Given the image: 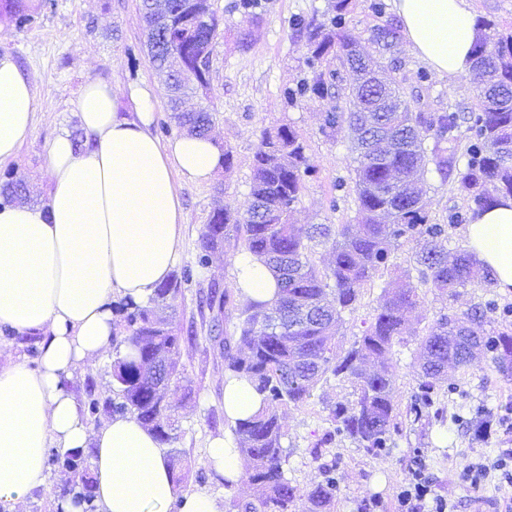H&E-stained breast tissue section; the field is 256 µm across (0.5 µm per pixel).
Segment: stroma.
Masks as SVG:
<instances>
[{"label": "stroma", "instance_id": "1", "mask_svg": "<svg viewBox=\"0 0 512 512\" xmlns=\"http://www.w3.org/2000/svg\"><path fill=\"white\" fill-rule=\"evenodd\" d=\"M233 3L211 0L220 27L212 46L210 81L186 102L190 108L209 107L214 117L212 133L231 150L233 160L231 167L219 170L209 184L186 182L181 186L184 228L179 264L183 267L194 264L203 227L214 209L224 207L246 214L260 136L263 130L281 124L292 126L301 135L316 170L304 183L293 223L351 224L356 216L355 191L340 199L335 190L338 180L353 182L356 154L345 132L332 134L324 127L326 113L345 110L348 81H341L324 100L302 99L287 106L282 98L283 88L306 70V50L294 36L291 20L297 15L327 14L331 0H265V10L256 19L235 11ZM386 3L385 14L378 15L370 10L369 0H349L347 23L358 35L364 54L381 63L385 77L399 88L413 111L475 110L472 75L448 78L433 74L428 82H420L418 74L427 65L401 32L395 0ZM29 7L34 20L24 28L0 19V54L13 56L30 79L37 101L34 130L17 156L0 164V175L14 173L23 183L21 201L42 204L47 200V185L36 175L44 164V145L59 133L79 130L76 104L87 78L110 81L117 91L119 110L128 117L135 112L132 90L148 84L158 87L153 133L164 141L179 135L180 129L171 117L167 84L145 50L140 0H31ZM382 28L398 32L391 49L375 40ZM419 188L431 223L448 227V251L466 248L463 225L449 221L452 214L468 209L456 176H442L430 160ZM420 248L419 242L410 241L393 251L390 271L364 288L354 312L345 314L335 336L338 352L350 349L370 326L384 282L408 285L407 275L415 268ZM241 249L235 238H227L210 266L176 300L175 324L182 336L177 361L183 379L167 393L177 426L173 446L178 450L176 471L184 477L182 490L204 488L225 502L253 494L245 482L225 488L205 458L208 439L229 428L222 402L224 349L212 327L233 328L237 312L212 310L200 300L214 290L234 289V259ZM419 296L403 341L393 348L388 360L402 404L417 388L420 340L440 314L464 318L491 300L501 307L512 306V297L491 286L462 288L452 297L423 287ZM448 374L455 378L458 389L440 397L445 407L444 425L404 430L395 436L392 448L377 455L343 436L324 446L319 443L330 428V408L355 399L350 380L330 379L318 385L305 405L279 408L283 445L288 449L284 467L288 479L301 490L309 488L322 480V470L327 467L337 486L333 512H398L397 496L409 477L410 459L419 451L435 479L437 494L448 500L453 512H478L485 501L493 502L498 512H512V490L498 487L496 480H487L477 489L457 480L465 464L492 462L503 450L512 448V432H505L500 424L501 417L512 409V376L501 375L487 355L466 367L449 368ZM315 447L321 450L317 460L311 455Z\"/></svg>", "mask_w": 512, "mask_h": 512}]
</instances>
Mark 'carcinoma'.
<instances>
[{
    "instance_id": "1",
    "label": "carcinoma",
    "mask_w": 512,
    "mask_h": 512,
    "mask_svg": "<svg viewBox=\"0 0 512 512\" xmlns=\"http://www.w3.org/2000/svg\"><path fill=\"white\" fill-rule=\"evenodd\" d=\"M348 5V0H334L332 13L324 22L301 16L293 20L307 48L305 64L310 76L283 90L285 102L299 96L324 99L331 94L332 83L322 60L334 49L336 57L348 65L349 48L358 42L346 26ZM4 12L18 28L32 19L23 0H4ZM198 15L192 0H167V8L158 16L165 19L170 45L151 53V60L166 78L179 76L172 84L174 97L170 101L178 126L205 137L212 124L209 110H180L181 93L187 85L205 87L209 82V73L199 70L196 61L200 45L215 39L218 19L212 15L200 22ZM489 33L499 37L494 62L485 50ZM472 72L477 79L486 75L490 79L477 94L476 111L466 117L456 112H413L395 86L390 87L385 101L376 104L363 99L355 85L348 110L327 114L325 127L333 133L348 129L358 152L356 232L349 224L306 228L290 223L305 178L313 175V169L306 145L294 128L281 124L265 132L254 154L251 183V209H261L262 222L224 208L213 211L202 233L195 266L173 275L145 304L122 300L115 305L112 340H120L132 354L116 350L112 361L115 399L102 402L88 393L84 405L89 416L95 418L103 409L130 414L152 430L160 444L169 445L176 439L157 373L173 384L180 383L182 371L175 356L181 337L172 321L160 316L157 309L173 306L184 285L207 267L211 254L223 248L224 239L232 233L245 251L268 267L277 288L269 302H246L234 331L222 339L224 371L248 377L262 401L256 414L235 423L244 477L254 495L249 500L232 499L234 512H292L299 488L285 475L287 455L276 408L306 404L318 384L329 377L353 381L355 400L330 409L328 420L333 429L320 444L342 435L376 454L390 447L393 435L402 433L403 424L423 428L443 420L440 386L447 384L450 394L457 391V384L445 378L448 363L466 366L490 352L497 366L512 364L511 333L505 330L487 336L481 320L460 330L457 318L443 314L421 341L418 386L405 410H399L386 361L394 346L402 342L406 315L417 305L419 294L416 288H394L389 282L382 289L374 321L360 340L342 356L332 342L343 313L355 309L361 290L389 268L392 251L404 241H426V249L417 256L420 285L450 297L460 288L491 285L490 272L472 254L462 252L448 261V225L429 222L416 189L425 173L426 140L433 139L436 165L448 176L452 171L448 146L456 143L464 123L469 146L460 184L469 195L468 213L473 216L503 198H512V95L503 93L512 90L511 31L499 29L485 17L477 19ZM316 239L329 247L333 256L324 269L312 258V241ZM205 303L210 309L235 306L234 296L227 290L210 293ZM375 361L380 362V369L367 373L366 365ZM89 458L81 451H50L48 464L58 469L64 493L69 495L78 486L92 495ZM305 497L308 512H327L336 497L331 470H323V480L309 488Z\"/></svg>"
}]
</instances>
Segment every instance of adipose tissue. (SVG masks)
I'll return each mask as SVG.
<instances>
[{
  "mask_svg": "<svg viewBox=\"0 0 512 512\" xmlns=\"http://www.w3.org/2000/svg\"><path fill=\"white\" fill-rule=\"evenodd\" d=\"M404 33L438 75L470 71L476 19L467 0H395ZM136 118L121 116L111 83L88 79L78 98L82 146L59 135L44 146L48 201L0 207V348L37 337V367L0 365V512H21L46 485L48 449L86 451L96 512H223L206 489L182 492L154 435L130 415L89 423L74 386L80 368L112 347L115 302L144 303L181 258V183H210L223 148L212 136L181 134L160 142L151 132L154 87L131 93ZM32 85L11 55H0V163L31 135ZM467 244L512 295V199L477 215ZM236 288L247 300L275 294L270 270L249 252L236 257ZM224 415L247 418L261 400L247 377H224ZM208 464L232 484L242 480L237 445L210 439Z\"/></svg>",
  "mask_w": 512,
  "mask_h": 512,
  "instance_id": "obj_1",
  "label": "adipose tissue"
}]
</instances>
